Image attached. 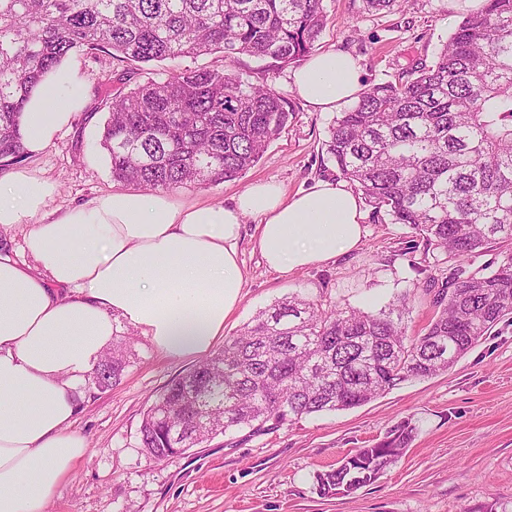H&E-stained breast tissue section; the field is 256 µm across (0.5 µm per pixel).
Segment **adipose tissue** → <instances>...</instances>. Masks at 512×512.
<instances>
[{"label": "adipose tissue", "mask_w": 512, "mask_h": 512, "mask_svg": "<svg viewBox=\"0 0 512 512\" xmlns=\"http://www.w3.org/2000/svg\"><path fill=\"white\" fill-rule=\"evenodd\" d=\"M77 83L62 65L32 93L23 117L30 152L52 143L82 107ZM293 86L323 112L363 88L356 59L336 50L311 55ZM53 193V184L23 171L0 186V227L24 226L28 254L0 255V512H46L86 455L73 424L120 326L170 357L211 350L242 300L246 219L259 224L255 246L265 265L282 274L362 241L361 197L342 180L321 179L292 196L258 181L226 206L119 189L57 217L47 210Z\"/></svg>", "instance_id": "obj_1"}]
</instances>
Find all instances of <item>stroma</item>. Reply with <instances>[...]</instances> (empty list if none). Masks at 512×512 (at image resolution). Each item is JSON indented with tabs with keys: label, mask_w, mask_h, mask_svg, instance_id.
Listing matches in <instances>:
<instances>
[{
	"label": "stroma",
	"mask_w": 512,
	"mask_h": 512,
	"mask_svg": "<svg viewBox=\"0 0 512 512\" xmlns=\"http://www.w3.org/2000/svg\"><path fill=\"white\" fill-rule=\"evenodd\" d=\"M328 21L318 49L344 50L358 58L361 82L372 85L419 61H433L462 13L448 0H414L405 11L364 12L362 0H324ZM81 81L85 106L54 142L27 154L18 165L0 166V178L20 168L54 184L49 208L88 206L111 192V164L100 142L108 110L101 97L130 84L106 80L94 54L69 57ZM229 68L254 84H268L289 102L293 117L260 161L242 178L184 196L228 203L251 183L272 179L288 193L307 189L339 172L323 143L332 113L306 106L291 89L293 66L267 72L264 62L243 56L225 63L222 53L144 66L136 82L168 72ZM364 236L358 248L335 260L280 274L253 249L254 219L239 241L246 272L243 300L224 322L233 336L259 311L299 294L324 297L346 307L377 310L409 295V335L432 318L430 280L447 281L451 264L442 254L412 247L402 224L375 222L364 206ZM122 381L94 391L74 425L89 451L59 487L47 512H512V322L498 323L448 372L401 383L372 402L220 435L169 462L150 460L140 427L149 406L166 386L186 374L194 360L158 353L136 336ZM417 433L404 456L371 485L349 495L321 497L317 473L382 438L401 421Z\"/></svg>",
	"instance_id": "1"
}]
</instances>
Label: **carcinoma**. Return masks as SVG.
<instances>
[{"mask_svg": "<svg viewBox=\"0 0 512 512\" xmlns=\"http://www.w3.org/2000/svg\"><path fill=\"white\" fill-rule=\"evenodd\" d=\"M408 0H363L371 12ZM324 0H0V160L25 155L21 118L44 75L76 51L130 64L220 51L282 68L306 57ZM101 147L113 180L145 191L234 181L263 156L292 110L267 85L218 69L174 71L105 101ZM326 154L380 220L462 261L512 245V0L463 17L435 60L364 87L328 129ZM424 333L407 335L409 298L376 310L291 295L258 312L224 348L172 382L147 411L141 443L168 461L220 434L365 405L451 369L512 319V249L490 272L457 270ZM90 375L121 381L122 337ZM415 436L402 421L315 476L322 497L352 494L396 463Z\"/></svg>", "mask_w": 512, "mask_h": 512, "instance_id": "cac0c4a2", "label": "carcinoma"}]
</instances>
